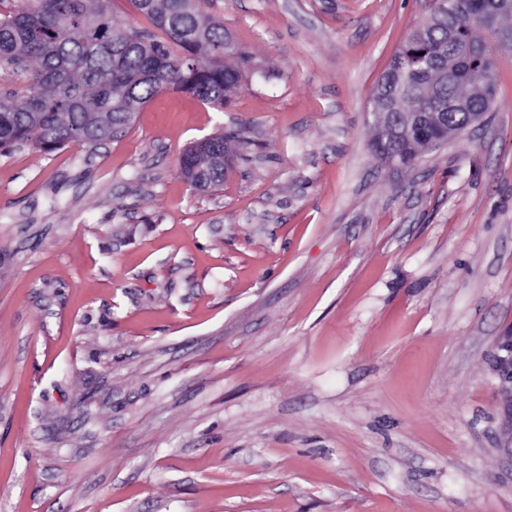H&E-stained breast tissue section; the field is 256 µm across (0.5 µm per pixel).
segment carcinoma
<instances>
[{
    "mask_svg": "<svg viewBox=\"0 0 512 512\" xmlns=\"http://www.w3.org/2000/svg\"><path fill=\"white\" fill-rule=\"evenodd\" d=\"M111 0H19L0 12V148L29 146L52 152L69 145L96 148L131 126L141 108L162 91H185L221 110L241 83L227 63L242 58L227 45L224 25L207 17L203 0H131L152 29L114 20ZM428 19L419 26L425 41L410 37L395 54V85L380 79L373 105L384 113L373 125L371 147L386 163L409 166L435 140L402 130L417 112L448 113L447 138L463 132L469 115L491 110L498 34L512 33V9L493 26L473 18L464 3L443 19L437 0H425ZM458 104L448 107V102ZM207 152L191 146L181 159L187 179L200 168L209 187L224 183V150L232 137H211Z\"/></svg>",
    "mask_w": 512,
    "mask_h": 512,
    "instance_id": "carcinoma-1",
    "label": "carcinoma"
}]
</instances>
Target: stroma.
<instances>
[{"label":"stroma","instance_id":"35a3bbf8","mask_svg":"<svg viewBox=\"0 0 512 512\" xmlns=\"http://www.w3.org/2000/svg\"><path fill=\"white\" fill-rule=\"evenodd\" d=\"M205 10L222 111L0 149V512H512V49L484 123L395 168L371 97L423 0ZM213 141L211 149L207 152H198L197 144L191 146L183 155L181 159V166L184 171L186 178L190 181V183L197 188L193 184L192 174L193 172L201 168L204 174L209 175L211 177L210 184L207 189L215 188L224 183V166L226 163V168L231 165L230 160L224 161V149H227L230 154H232V148L230 143L232 142L233 136H225L218 135L210 137ZM199 189V188H197ZM207 189H199V190H207Z\"/></svg>","mask_w":512,"mask_h":512}]
</instances>
